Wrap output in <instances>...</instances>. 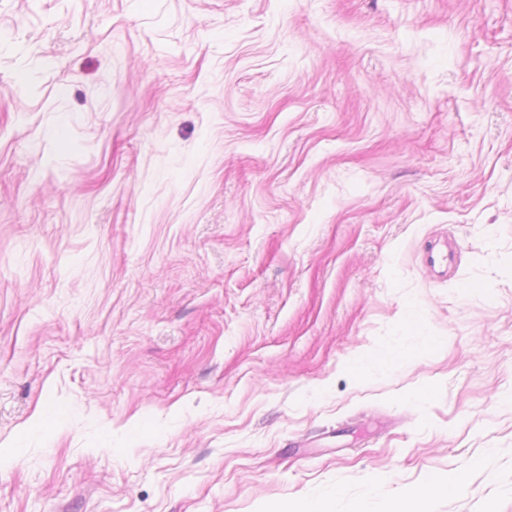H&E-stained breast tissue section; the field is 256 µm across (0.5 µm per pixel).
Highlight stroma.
<instances>
[{
  "label": "stroma",
  "mask_w": 512,
  "mask_h": 512,
  "mask_svg": "<svg viewBox=\"0 0 512 512\" xmlns=\"http://www.w3.org/2000/svg\"><path fill=\"white\" fill-rule=\"evenodd\" d=\"M451 471L512 512V0H0V512Z\"/></svg>",
  "instance_id": "obj_1"
}]
</instances>
